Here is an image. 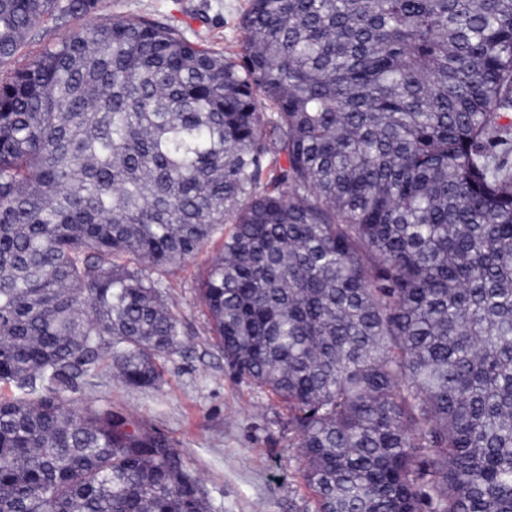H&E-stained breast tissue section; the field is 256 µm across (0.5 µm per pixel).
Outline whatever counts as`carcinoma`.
Here are the masks:
<instances>
[{"label":"carcinoma","mask_w":512,"mask_h":512,"mask_svg":"<svg viewBox=\"0 0 512 512\" xmlns=\"http://www.w3.org/2000/svg\"><path fill=\"white\" fill-rule=\"evenodd\" d=\"M96 2L0 0V512H212L58 394L162 382L146 270L224 224L201 298L318 512H512V0H247L237 59L114 16L8 67Z\"/></svg>","instance_id":"carcinoma-1"}]
</instances>
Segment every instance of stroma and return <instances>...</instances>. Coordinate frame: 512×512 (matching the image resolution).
<instances>
[{"mask_svg": "<svg viewBox=\"0 0 512 512\" xmlns=\"http://www.w3.org/2000/svg\"><path fill=\"white\" fill-rule=\"evenodd\" d=\"M245 7L246 0H99L81 18L52 17L33 28L16 61L24 63L72 31L115 15L174 27L235 57L242 51ZM218 249L211 242L193 261L153 274L183 331L182 348L164 361L161 385L132 389L111 373L97 387L78 384L61 396L80 409L112 407L165 438L200 475L222 512H316L302 478L291 411L227 367L199 298L200 276Z\"/></svg>", "mask_w": 512, "mask_h": 512, "instance_id": "obj_1", "label": "stroma"}]
</instances>
